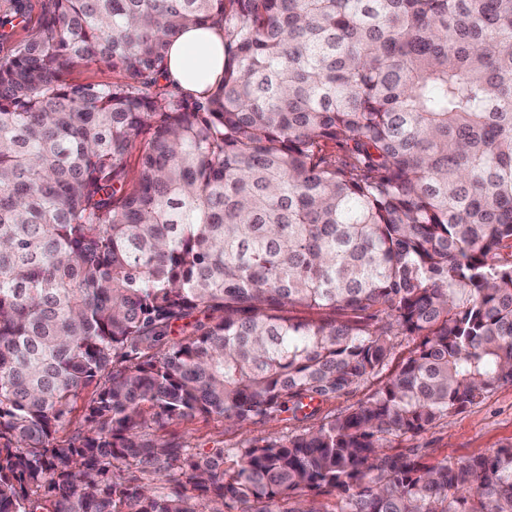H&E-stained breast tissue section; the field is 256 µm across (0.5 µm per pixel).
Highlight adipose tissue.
<instances>
[{
  "instance_id": "ef3b65f1",
  "label": "adipose tissue",
  "mask_w": 512,
  "mask_h": 512,
  "mask_svg": "<svg viewBox=\"0 0 512 512\" xmlns=\"http://www.w3.org/2000/svg\"><path fill=\"white\" fill-rule=\"evenodd\" d=\"M167 78L182 93L203 98L224 79V32L212 26H190L167 46Z\"/></svg>"
}]
</instances>
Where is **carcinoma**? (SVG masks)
<instances>
[{"label":"carcinoma","instance_id":"carcinoma-1","mask_svg":"<svg viewBox=\"0 0 512 512\" xmlns=\"http://www.w3.org/2000/svg\"><path fill=\"white\" fill-rule=\"evenodd\" d=\"M207 21L191 103L159 80ZM2 41L0 512H512L511 446L390 452L512 384V0H0ZM167 78L182 93L207 97L224 80V31L190 26L167 46ZM68 79L75 83L112 84L124 80V76L101 64L81 63L71 71ZM144 438L164 439L179 438L189 448L207 451L209 448H232L244 438H282L290 433L288 422L275 421L250 425L248 431L242 433L230 429L224 419L217 415L197 416L189 419H175L167 422L164 427L152 426L145 431Z\"/></svg>","mask_w":512,"mask_h":512}]
</instances>
